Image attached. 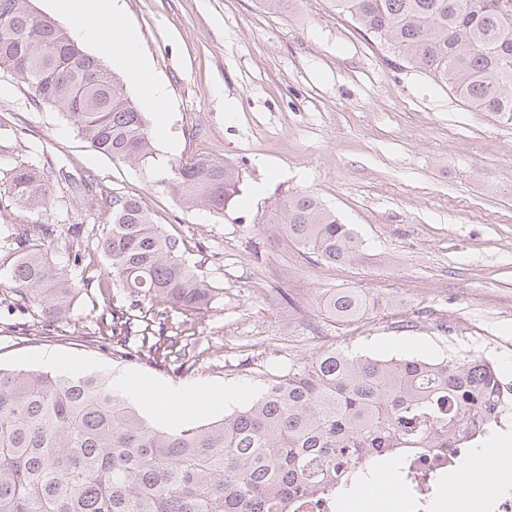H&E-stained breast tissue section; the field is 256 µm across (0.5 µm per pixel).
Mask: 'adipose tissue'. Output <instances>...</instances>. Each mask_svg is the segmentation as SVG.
I'll return each mask as SVG.
<instances>
[{
	"instance_id": "obj_1",
	"label": "adipose tissue",
	"mask_w": 512,
	"mask_h": 512,
	"mask_svg": "<svg viewBox=\"0 0 512 512\" xmlns=\"http://www.w3.org/2000/svg\"><path fill=\"white\" fill-rule=\"evenodd\" d=\"M58 13L70 18L77 40L99 45L125 69H128L145 105L163 113L168 109L167 89L151 74V63L139 49V36L129 26L118 0H51ZM115 389L129 397L148 402L159 413L175 418L222 404L224 394L214 390L145 388L142 381L118 377Z\"/></svg>"
}]
</instances>
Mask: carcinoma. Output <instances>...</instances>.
I'll use <instances>...</instances> for the list:
<instances>
[{
	"label": "carcinoma",
	"instance_id": "1",
	"mask_svg": "<svg viewBox=\"0 0 512 512\" xmlns=\"http://www.w3.org/2000/svg\"><path fill=\"white\" fill-rule=\"evenodd\" d=\"M394 56L449 84L476 112L512 124V0H331ZM55 22L29 0H0V70L61 112L99 152L146 166L155 154L148 120L123 82L92 55L70 50ZM8 193L46 213L65 175L27 161L10 166ZM169 186L186 204L222 215L240 179L209 156L171 167ZM87 210L102 191L81 180ZM277 228L326 265L361 259L362 244L312 194L288 198ZM38 237L35 248L23 243ZM16 254L0 274L15 297L59 319L75 283L49 260L47 224L15 233ZM98 244L109 265L97 288L109 308L112 357L191 372L200 353L169 334L179 310H209L218 289L201 257L190 266L180 240L153 222L141 201L112 196ZM340 325L375 304L357 289L317 298ZM504 410L501 375L486 360L430 362L317 352L264 381L259 397L223 418L180 430L150 425L97 376L0 368V512H291L293 500L349 487L368 468L416 452L445 453L488 436Z\"/></svg>",
	"mask_w": 512,
	"mask_h": 512
}]
</instances>
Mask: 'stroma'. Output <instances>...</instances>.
Wrapping results in <instances>:
<instances>
[{
    "mask_svg": "<svg viewBox=\"0 0 512 512\" xmlns=\"http://www.w3.org/2000/svg\"><path fill=\"white\" fill-rule=\"evenodd\" d=\"M153 74L168 90L166 116L148 113L155 156L141 167L112 160L17 75L0 72V238L26 224L52 225L53 261L79 292L66 315L0 305V367L61 370L110 379L128 371L178 387L261 390L315 352L442 361L467 355L512 384V125L473 111L449 85L396 60L330 0H121ZM233 111H225V103ZM224 159L241 193L217 217L183 204L170 163ZM72 178H93L97 211L56 185L48 213L2 192L14 159ZM309 193L350 224L364 256L329 267L277 230L289 195ZM139 197L154 223L182 239L188 262L207 256L221 290L212 309L177 313L201 352L176 374L113 358L108 343L82 346L103 305L108 267L96 236L74 224L108 223L112 195ZM356 288L380 304L339 326L315 300Z\"/></svg>",
    "mask_w": 512,
    "mask_h": 512,
    "instance_id": "stroma-1",
    "label": "stroma"
}]
</instances>
